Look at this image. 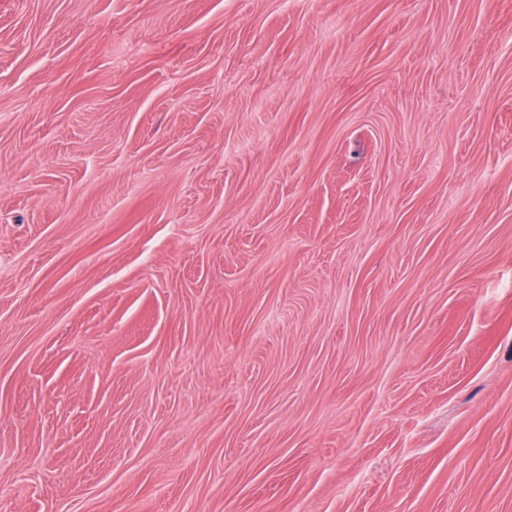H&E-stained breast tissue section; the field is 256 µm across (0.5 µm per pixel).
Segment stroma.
Returning <instances> with one entry per match:
<instances>
[{
	"instance_id": "1",
	"label": "stroma",
	"mask_w": 512,
	"mask_h": 512,
	"mask_svg": "<svg viewBox=\"0 0 512 512\" xmlns=\"http://www.w3.org/2000/svg\"><path fill=\"white\" fill-rule=\"evenodd\" d=\"M0 512H512V0H0Z\"/></svg>"
}]
</instances>
